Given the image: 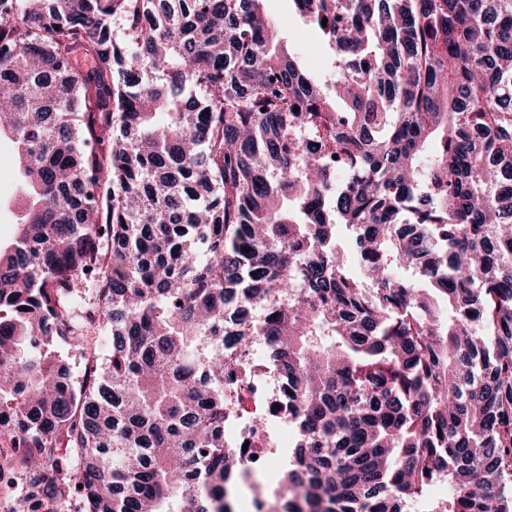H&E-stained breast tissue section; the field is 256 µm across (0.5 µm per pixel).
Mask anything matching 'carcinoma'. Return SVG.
<instances>
[{
	"label": "carcinoma",
	"mask_w": 512,
	"mask_h": 512,
	"mask_svg": "<svg viewBox=\"0 0 512 512\" xmlns=\"http://www.w3.org/2000/svg\"><path fill=\"white\" fill-rule=\"evenodd\" d=\"M263 2L0 0L22 192L0 495L21 474L26 512H233L286 418L275 512H303L282 489L406 512L435 482L427 512H512V0H293L335 52L326 83ZM240 412L257 432L229 441ZM273 448H267L270 462L274 468H281L289 460V453L295 446V434L292 427H284L276 422L270 424Z\"/></svg>",
	"instance_id": "1"
}]
</instances>
